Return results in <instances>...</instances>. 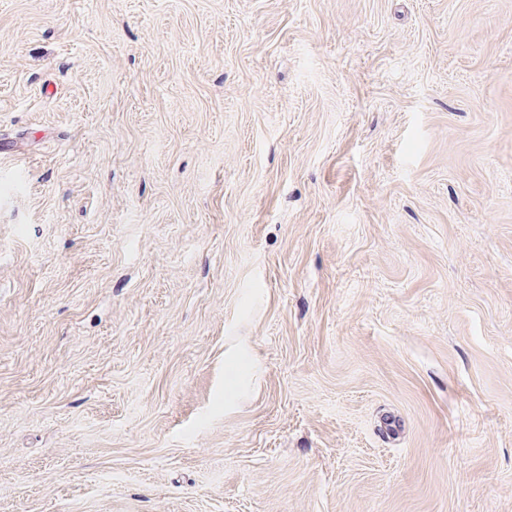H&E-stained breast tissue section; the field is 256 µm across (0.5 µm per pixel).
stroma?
Returning a JSON list of instances; mask_svg holds the SVG:
<instances>
[{"instance_id": "obj_1", "label": "stroma", "mask_w": 512, "mask_h": 512, "mask_svg": "<svg viewBox=\"0 0 512 512\" xmlns=\"http://www.w3.org/2000/svg\"><path fill=\"white\" fill-rule=\"evenodd\" d=\"M0 512H512V0H0Z\"/></svg>"}]
</instances>
